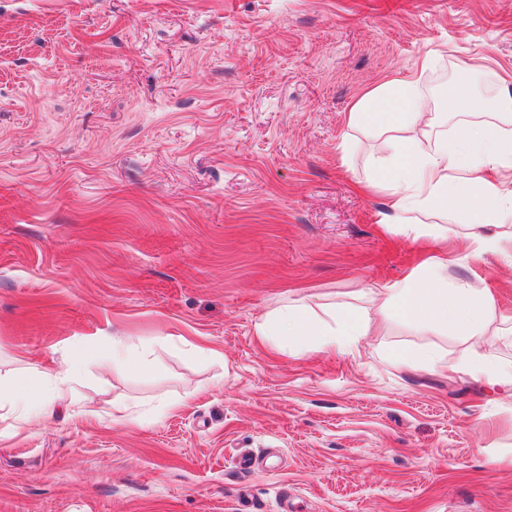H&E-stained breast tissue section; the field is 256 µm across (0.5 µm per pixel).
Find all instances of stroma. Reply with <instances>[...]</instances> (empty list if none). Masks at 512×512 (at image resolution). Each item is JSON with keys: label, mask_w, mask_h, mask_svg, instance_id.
Wrapping results in <instances>:
<instances>
[{"label": "stroma", "mask_w": 512, "mask_h": 512, "mask_svg": "<svg viewBox=\"0 0 512 512\" xmlns=\"http://www.w3.org/2000/svg\"><path fill=\"white\" fill-rule=\"evenodd\" d=\"M426 56L428 143L512 134V0H0V373L70 369L98 410L0 414V512H512V391L367 299L422 245L355 190L390 152L348 112ZM498 231L449 224L439 254L512 316L511 264L457 262ZM288 298L370 334L277 354L255 326ZM112 334L150 368L86 363ZM427 347L447 371L386 360Z\"/></svg>", "instance_id": "1"}]
</instances>
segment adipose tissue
Segmentation results:
<instances>
[{
  "label": "adipose tissue",
  "instance_id": "obj_1",
  "mask_svg": "<svg viewBox=\"0 0 512 512\" xmlns=\"http://www.w3.org/2000/svg\"><path fill=\"white\" fill-rule=\"evenodd\" d=\"M431 64V59H421L411 77L368 88L348 115L350 126L387 133L391 150L390 166L360 181L359 191L391 197L380 224L387 232L415 240L447 238V229L426 222L433 212L449 210L492 222L512 203V135L491 124L467 125L454 143L425 145L434 114L420 82ZM369 301L377 311H397L404 322L424 331L465 341L462 364L469 375L512 385V363L494 351L496 344L512 339V317L497 318L490 288L449 279L447 259L429 258L403 280L372 291ZM369 329L363 308L332 307L320 315L303 301L289 299L266 312L257 334L275 339L284 354L353 353ZM69 381L65 371L44 387L20 376H0V410L15 414L22 427L42 423L69 402Z\"/></svg>",
  "mask_w": 512,
  "mask_h": 512
}]
</instances>
